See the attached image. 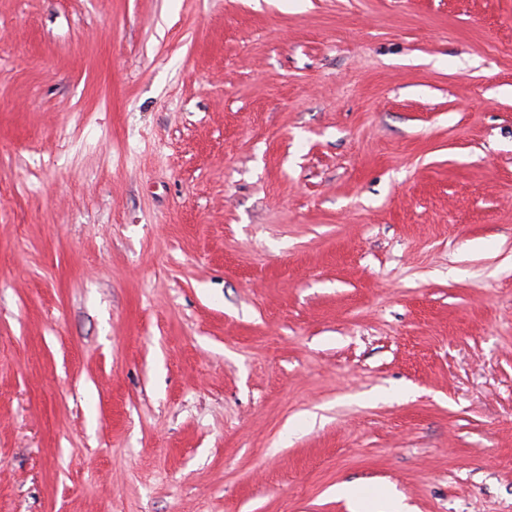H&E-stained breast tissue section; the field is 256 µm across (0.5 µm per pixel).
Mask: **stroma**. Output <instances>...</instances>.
I'll list each match as a JSON object with an SVG mask.
<instances>
[{"label":"stroma","instance_id":"35a3bbf8","mask_svg":"<svg viewBox=\"0 0 512 512\" xmlns=\"http://www.w3.org/2000/svg\"><path fill=\"white\" fill-rule=\"evenodd\" d=\"M382 489L512 512V0H0V512Z\"/></svg>","mask_w":512,"mask_h":512}]
</instances>
